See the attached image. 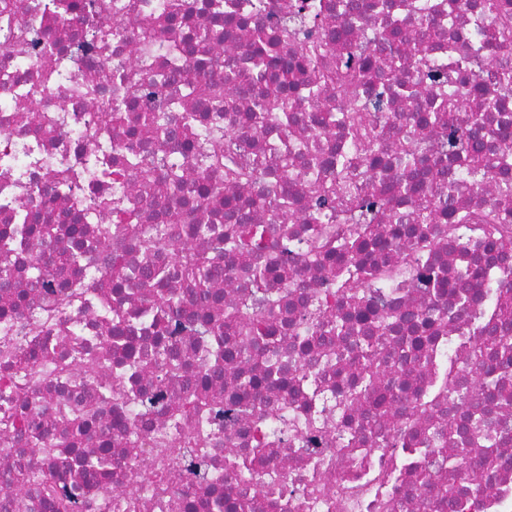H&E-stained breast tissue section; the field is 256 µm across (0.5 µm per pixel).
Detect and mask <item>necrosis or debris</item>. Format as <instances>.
I'll return each instance as SVG.
<instances>
[{
  "label": "necrosis or debris",
  "instance_id": "4bbe7bcc",
  "mask_svg": "<svg viewBox=\"0 0 512 512\" xmlns=\"http://www.w3.org/2000/svg\"><path fill=\"white\" fill-rule=\"evenodd\" d=\"M0 8V235L14 225H41L29 249L0 248V512H47L34 484L70 481L83 456H107L91 478L90 512H236L247 461L257 494L253 512H512V399L484 390L458 401L457 381L507 374L512 358L492 346L482 327L512 263L489 268L493 238L512 240V161L492 173L491 188L467 189L446 139H416L413 151L434 178L429 186L447 212L426 224L395 223L416 213L424 194H393L410 181L401 149L415 108L433 111L431 78L410 83L405 68L389 69L399 44H422L427 69L442 74L443 96L461 114L482 115L487 152L512 149V93L488 96L460 58L478 63L512 57V0L492 11L489 0H74L57 18L59 0H8ZM397 26L401 42L385 40ZM208 32L206 47L187 53L191 34ZM26 37L50 38L52 51L19 52ZM325 44L315 99L290 98L298 123L245 121L253 92L266 86L258 56L289 65L308 83V42ZM370 62L380 75L346 96L329 73L340 50ZM410 94H403V83ZM207 84L216 100L194 94ZM95 86L98 96L80 94ZM122 111L108 121L100 100ZM363 117L362 133L337 122ZM346 163L361 196H381L391 210L373 220L359 204L315 209L306 187L335 181ZM195 190L189 203L157 192L170 167ZM85 177L61 192L59 174ZM240 171L234 181L225 180ZM251 202L253 223L277 229L262 257L227 249L237 220L227 199ZM215 227L194 230L189 216ZM133 210L124 233L103 236L113 217ZM376 224L375 246L336 258L337 241ZM168 227L145 249L144 230ZM122 250L138 279L112 281L109 258ZM212 256L209 286L199 298L187 265ZM269 273L255 284L251 268ZM432 267L447 286L427 288L418 274ZM473 294L471 311L456 294ZM177 311L158 319L162 298ZM271 315L265 341L224 334V364L213 377L201 357L197 320ZM345 333L327 338L336 323ZM169 342L175 362L155 357ZM381 372L365 381L363 361ZM94 364V373L84 370ZM255 384L242 387L241 374ZM205 398L191 419L174 413L179 399ZM486 407L484 433L460 442L449 420ZM472 466L468 490L448 506V482Z\"/></svg>",
  "mask_w": 512,
  "mask_h": 512
}]
</instances>
